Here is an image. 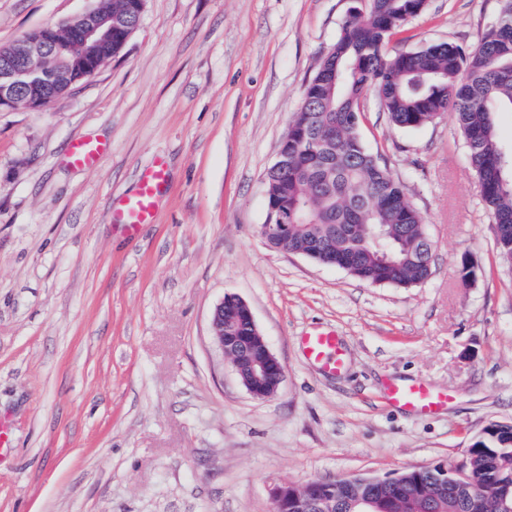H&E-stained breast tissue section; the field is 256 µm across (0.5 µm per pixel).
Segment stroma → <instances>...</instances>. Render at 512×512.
I'll return each mask as SVG.
<instances>
[{
    "instance_id": "obj_1",
    "label": "stroma",
    "mask_w": 512,
    "mask_h": 512,
    "mask_svg": "<svg viewBox=\"0 0 512 512\" xmlns=\"http://www.w3.org/2000/svg\"><path fill=\"white\" fill-rule=\"evenodd\" d=\"M97 0H0V47ZM351 0H146L96 75L44 110L0 112V512H269L270 489L385 477L462 458L512 423V264L452 115L395 126L374 96L360 131L407 187L431 274L370 285L262 235L265 174ZM502 0H427L387 52L477 45ZM105 143L96 165L73 140ZM152 223H113L156 159ZM476 272L461 279L463 265ZM285 367L253 398L211 338L226 295ZM335 329L344 369L300 339ZM450 395L419 416L389 383ZM104 148L100 144L78 139L69 146L70 161L76 166H90L96 164L104 154Z\"/></svg>"
}]
</instances>
